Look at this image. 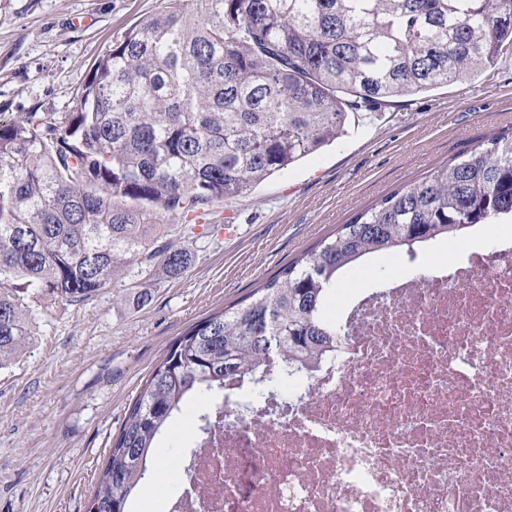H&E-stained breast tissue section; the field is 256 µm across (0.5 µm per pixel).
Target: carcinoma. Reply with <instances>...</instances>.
Segmentation results:
<instances>
[{"label": "carcinoma", "instance_id": "1", "mask_svg": "<svg viewBox=\"0 0 512 512\" xmlns=\"http://www.w3.org/2000/svg\"><path fill=\"white\" fill-rule=\"evenodd\" d=\"M512 47V0H166L127 29L73 112L0 122V367L39 315L133 266L176 277L167 240L318 152L349 114L468 79ZM512 224V139L394 190L236 304L190 326L128 406L91 498L127 512L163 433L224 381L335 348L324 315L362 258Z\"/></svg>", "mask_w": 512, "mask_h": 512}]
</instances>
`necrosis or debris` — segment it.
Wrapping results in <instances>:
<instances>
[{
	"label": "necrosis or debris",
	"mask_w": 512,
	"mask_h": 512,
	"mask_svg": "<svg viewBox=\"0 0 512 512\" xmlns=\"http://www.w3.org/2000/svg\"><path fill=\"white\" fill-rule=\"evenodd\" d=\"M336 324L310 369L226 381L169 512H512V241Z\"/></svg>",
	"instance_id": "obj_1"
}]
</instances>
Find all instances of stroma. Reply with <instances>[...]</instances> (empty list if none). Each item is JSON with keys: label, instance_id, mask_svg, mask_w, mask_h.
Listing matches in <instances>:
<instances>
[{"label": "stroma", "instance_id": "1", "mask_svg": "<svg viewBox=\"0 0 512 512\" xmlns=\"http://www.w3.org/2000/svg\"><path fill=\"white\" fill-rule=\"evenodd\" d=\"M164 0H0V119L71 112L98 58ZM512 135V52L460 83L384 102L352 116L336 144L276 173L219 209L236 229L210 228L190 245L178 277L131 269L78 305L42 315L14 362L0 369V512H86L129 404L187 328L260 287L387 193ZM469 242L387 254L339 276L327 304L374 279L458 260ZM147 304H139L140 292ZM206 400L193 403L159 443L129 503L166 512L185 479L182 459Z\"/></svg>", "mask_w": 512, "mask_h": 512}]
</instances>
